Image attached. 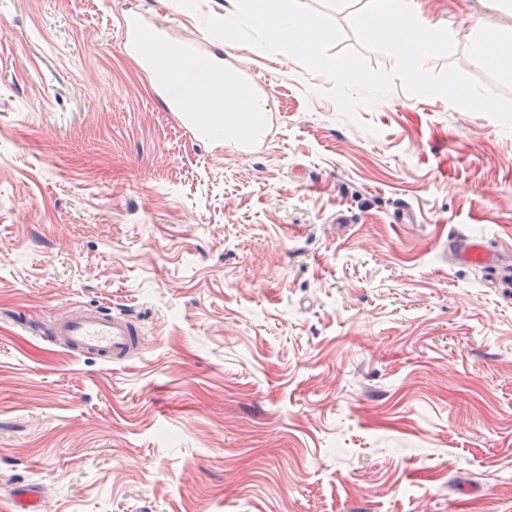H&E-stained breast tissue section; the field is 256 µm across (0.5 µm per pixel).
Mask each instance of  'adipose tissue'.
Segmentation results:
<instances>
[{
    "label": "adipose tissue",
    "instance_id": "1",
    "mask_svg": "<svg viewBox=\"0 0 512 512\" xmlns=\"http://www.w3.org/2000/svg\"><path fill=\"white\" fill-rule=\"evenodd\" d=\"M470 53L476 65L512 81L511 37L493 29L484 30L472 40ZM217 77L224 83L223 96L210 101L203 112L197 111L194 101H187L186 120L202 138L249 154L271 125L268 101L253 83L240 79L232 69H222Z\"/></svg>",
    "mask_w": 512,
    "mask_h": 512
}]
</instances>
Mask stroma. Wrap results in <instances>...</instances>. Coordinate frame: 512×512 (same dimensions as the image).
I'll use <instances>...</instances> for the list:
<instances>
[{
  "instance_id": "stroma-1",
  "label": "stroma",
  "mask_w": 512,
  "mask_h": 512,
  "mask_svg": "<svg viewBox=\"0 0 512 512\" xmlns=\"http://www.w3.org/2000/svg\"><path fill=\"white\" fill-rule=\"evenodd\" d=\"M478 68L512 0H419ZM225 0H0V512H512V132L402 84L358 122L293 58L211 36ZM134 14L272 102L249 157L165 111ZM411 218L396 221L401 206ZM75 305L142 320L106 365L44 341ZM458 263L479 266L493 275L491 282L497 288H512V264L503 255L490 252L483 243V236L460 234L452 241Z\"/></svg>"
}]
</instances>
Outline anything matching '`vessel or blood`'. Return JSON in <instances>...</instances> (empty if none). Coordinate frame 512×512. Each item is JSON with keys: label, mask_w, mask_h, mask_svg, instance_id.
<instances>
[{"label": "vessel or blood", "mask_w": 512, "mask_h": 512, "mask_svg": "<svg viewBox=\"0 0 512 512\" xmlns=\"http://www.w3.org/2000/svg\"><path fill=\"white\" fill-rule=\"evenodd\" d=\"M123 46L135 54L144 64L152 66L164 59L169 42L158 28L144 23L138 16L129 15L121 20ZM216 63L208 56L181 58L177 66L169 68L162 82V93L171 108H178L182 94L198 89L202 99L220 96V85L199 86L198 75ZM454 255L459 263L478 266L492 276L499 288H512V260L490 252L482 236L462 234L452 242ZM140 326L137 320L125 315H114L96 307H85L72 316L58 321L46 339L59 342L72 352L89 355L112 364H121L137 355L140 346Z\"/></svg>", "instance_id": "vessel-or-blood-1"}]
</instances>
